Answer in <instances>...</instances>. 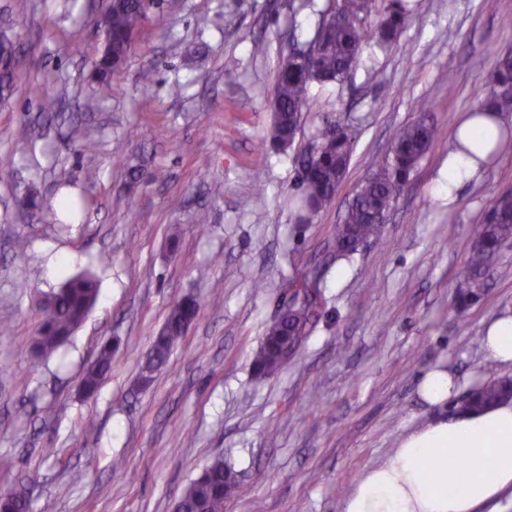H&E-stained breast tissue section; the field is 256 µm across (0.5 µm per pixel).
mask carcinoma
Instances as JSON below:
<instances>
[{
	"label": "carcinoma",
	"mask_w": 512,
	"mask_h": 512,
	"mask_svg": "<svg viewBox=\"0 0 512 512\" xmlns=\"http://www.w3.org/2000/svg\"><path fill=\"white\" fill-rule=\"evenodd\" d=\"M153 8L154 4L146 0H109L104 20L112 40L106 55L97 57L92 65L95 82L99 85H111L112 77L122 70ZM372 11V0H340L336 12L320 22L319 41L306 62L298 61L292 54L280 59L271 102L273 118L266 139L270 147L284 149L292 145L304 116L312 109L313 86L342 81L358 66L364 47L390 45L408 14L402 0H391L381 19L374 25H367L364 20ZM493 58L491 91L480 108L504 117L512 113V52H495ZM29 71L30 60L19 50L16 37L1 33L0 103L13 96L21 76ZM435 139L434 126L424 120L398 131L390 151L375 162L357 187L343 223L336 225V254L348 256L357 251L360 242L379 236L385 219ZM351 152L350 137L338 126L325 130L319 145L300 157L298 172L306 174L302 193L305 208L317 214L334 204ZM509 152H512V130L500 132L492 150L476 161L483 166ZM511 240L512 193L504 192L477 227L464 274L457 285L461 307L483 296L485 269L499 249ZM308 282L307 278L301 281L303 297L292 311L293 328L300 332L299 347L307 338L322 302V290L308 287ZM98 298L99 288L92 274L83 273L68 279L45 302L37 336L39 352L49 357L64 345ZM200 314L201 305L195 300H180L172 306L165 323L167 334L154 340L147 370L167 362L173 347L184 337L187 322L197 320ZM278 333L279 327L270 323L253 359V370L259 378L271 376L281 367L282 358L273 347ZM111 362L112 344L106 343L81 376L80 386L85 396L91 397L97 392ZM507 397L511 399L512 395L507 393L504 380L492 378L478 386L473 405H490ZM235 479L231 464L215 460L184 490L180 497L182 512H224V503L231 496ZM0 512H25L23 497L1 493Z\"/></svg>",
	"instance_id": "1"
}]
</instances>
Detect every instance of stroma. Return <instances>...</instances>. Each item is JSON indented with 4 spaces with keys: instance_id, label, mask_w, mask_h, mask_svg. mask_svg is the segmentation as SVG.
<instances>
[{
    "instance_id": "1",
    "label": "stroma",
    "mask_w": 512,
    "mask_h": 512,
    "mask_svg": "<svg viewBox=\"0 0 512 512\" xmlns=\"http://www.w3.org/2000/svg\"><path fill=\"white\" fill-rule=\"evenodd\" d=\"M333 2L162 0L113 90L101 91L89 60L106 0H29L21 16L0 0V30L18 34L35 62L0 105V456L16 460L0 470V492L26 493L31 512H173L219 457L240 475L225 512H339L400 436L447 415L418 394L427 371L445 367L466 390L512 376L482 347L487 327L512 312V243L491 264L484 299L464 312L456 300L477 226L512 188V154L455 198L445 192L458 120L486 98L493 51L512 48V0H407L392 45L365 47L344 81L314 87L293 146L265 149L279 56L289 36L311 40ZM257 42L265 54L253 53ZM446 71L456 89L441 83ZM47 74L94 151L69 140L64 120H45L33 87ZM422 118L438 138L381 239L337 257L335 226L355 189L399 129ZM329 121L352 136L350 164L334 205L305 224L290 209L301 194L293 158ZM63 182L88 202L65 230ZM28 186L39 211L18 202ZM86 271L99 281L96 306L38 358L42 299ZM312 271L323 295L309 336L277 374L255 379L288 280ZM186 296L201 303L199 319L141 384L154 337ZM107 342L112 368L85 398L80 378Z\"/></svg>"
}]
</instances>
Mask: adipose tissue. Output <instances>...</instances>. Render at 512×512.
Returning a JSON list of instances; mask_svg holds the SVG:
<instances>
[{"instance_id":"adipose-tissue-1","label":"adipose tissue","mask_w":512,"mask_h":512,"mask_svg":"<svg viewBox=\"0 0 512 512\" xmlns=\"http://www.w3.org/2000/svg\"><path fill=\"white\" fill-rule=\"evenodd\" d=\"M462 465H448L449 453ZM512 494V400L483 410L459 407L402 435L368 469L340 512H476Z\"/></svg>"}]
</instances>
